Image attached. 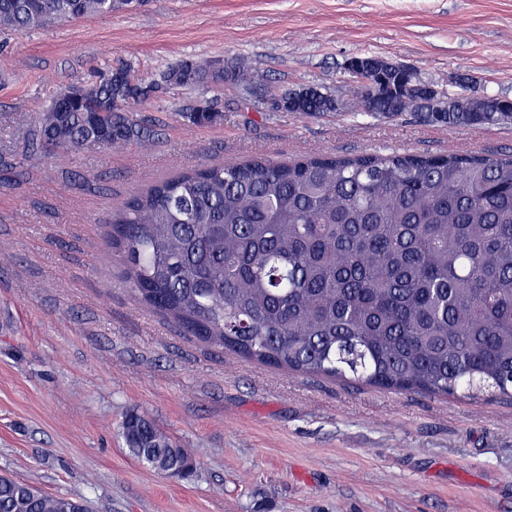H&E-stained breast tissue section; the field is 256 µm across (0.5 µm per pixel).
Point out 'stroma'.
Here are the masks:
<instances>
[{
    "instance_id": "stroma-1",
    "label": "stroma",
    "mask_w": 512,
    "mask_h": 512,
    "mask_svg": "<svg viewBox=\"0 0 512 512\" xmlns=\"http://www.w3.org/2000/svg\"><path fill=\"white\" fill-rule=\"evenodd\" d=\"M373 56L454 94L512 99V0H132L109 15L0 31V474L94 512H512V399L396 392L304 376L183 335L125 286L108 233L139 189L211 159L512 153V124L449 127L363 108L348 68ZM234 62L273 94L336 101L307 115L242 86L161 90L129 144L27 151L54 93L131 66ZM210 105V127L185 117ZM150 414L191 453L186 480L143 466L121 422Z\"/></svg>"
}]
</instances>
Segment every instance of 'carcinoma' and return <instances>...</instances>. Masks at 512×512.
I'll use <instances>...</instances> for the list:
<instances>
[{"label": "carcinoma", "mask_w": 512, "mask_h": 512, "mask_svg": "<svg viewBox=\"0 0 512 512\" xmlns=\"http://www.w3.org/2000/svg\"><path fill=\"white\" fill-rule=\"evenodd\" d=\"M132 0H0V30L110 14ZM386 86L365 110L414 108ZM172 88L265 87L233 63L188 58ZM72 99L54 96L30 130L37 153H78L155 132L132 108L155 91L111 70ZM290 112L322 114L335 99L313 87L279 96ZM197 126L220 114L188 112ZM448 126L512 122L507 112H428ZM109 243L124 284L185 334L300 374L351 376L394 391L512 399V155L255 157L180 172L134 194L112 218ZM130 452L159 475L195 464L144 414L122 421ZM63 497L0 475V512H60Z\"/></svg>", "instance_id": "cac0c4a2"}]
</instances>
